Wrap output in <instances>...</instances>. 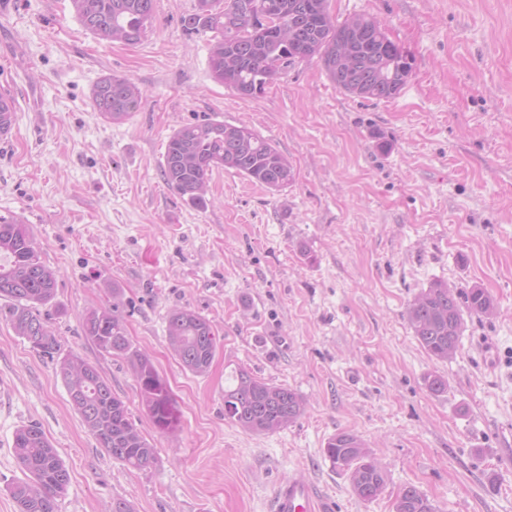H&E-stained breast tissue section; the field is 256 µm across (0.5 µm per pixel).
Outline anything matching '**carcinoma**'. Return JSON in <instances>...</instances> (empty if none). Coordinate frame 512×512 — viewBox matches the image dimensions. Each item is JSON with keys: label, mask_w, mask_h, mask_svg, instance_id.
Segmentation results:
<instances>
[{"label": "carcinoma", "mask_w": 512, "mask_h": 512, "mask_svg": "<svg viewBox=\"0 0 512 512\" xmlns=\"http://www.w3.org/2000/svg\"><path fill=\"white\" fill-rule=\"evenodd\" d=\"M82 27L101 41L139 44L156 13V0H70ZM196 0L182 19L184 29L210 34L209 67L213 77L243 97H255L284 75L295 62L318 59L328 78L348 95L362 99H392L400 94L412 65L401 47L375 18L361 14L342 22L333 17L327 0ZM288 22L294 33L284 40L272 18ZM144 92L132 79L106 75L94 85V111L111 124L129 120L141 108ZM15 116L14 99L0 91V137ZM233 169L271 192L294 182L288 157L245 124L207 119L175 130L165 146L160 175L177 194L196 206H206L210 176L215 169ZM57 273L39 258L29 225L15 214H0V321L11 325L34 350L48 356L60 352L58 337L39 307L56 296ZM120 289H112L109 308L90 311L84 319L87 338L101 351L126 359L136 375L141 401L154 427L169 431L179 423L171 390L150 356L134 348L126 321L119 313ZM495 314L491 295L479 286L457 287L436 281L408 303L407 319L420 346L433 359L456 358L464 316L479 319ZM167 341L183 368L203 375L216 355L219 336L212 323L183 306L167 317ZM57 374L73 410L112 459L144 469L156 459V448L132 422L125 402L112 392L98 369L70 353L58 362ZM434 396L448 392V381L433 373L425 379ZM305 411V400L293 389L266 382L248 369L231 371L224 387V418L244 430L273 433L294 423ZM13 448L24 478L8 491L18 512H59V498L70 483V472L57 448L35 424L17 429ZM325 454L347 476L362 501L378 499L387 472L364 440L340 431L326 442ZM393 512H436L428 497L407 485L397 494Z\"/></svg>", "instance_id": "carcinoma-1"}]
</instances>
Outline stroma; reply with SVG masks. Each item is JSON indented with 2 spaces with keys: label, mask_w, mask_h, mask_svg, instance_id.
Masks as SVG:
<instances>
[{
  "label": "stroma",
  "mask_w": 512,
  "mask_h": 512,
  "mask_svg": "<svg viewBox=\"0 0 512 512\" xmlns=\"http://www.w3.org/2000/svg\"><path fill=\"white\" fill-rule=\"evenodd\" d=\"M195 0H157L141 43L99 41L69 0L0 10V87L15 100L0 139V213L29 224L58 270L43 309L61 344L95 365L157 450L136 470L113 460L73 411L56 361L0 321V512L23 476L13 439L39 426L70 471L60 512H272V491L306 469L332 512H393L416 486L439 512H512V0H329L337 20L368 14L412 63L395 98L347 95L318 60L295 63L263 94L216 82L208 38L187 34ZM144 91L110 124L91 90L106 75ZM244 123L288 156L294 183L268 193L213 171L197 207L162 180L171 133L204 118ZM386 150H379V143ZM436 281L476 285L491 319L466 318L456 358H430L408 302ZM120 297L131 343L148 353L179 412L162 433L129 363L83 332ZM188 306L221 345L207 374L167 348L169 312ZM239 364L296 390L305 413L269 434L224 417V368ZM448 382L429 394L427 374ZM360 436L388 471L357 498L324 455Z\"/></svg>",
  "instance_id": "35a3bbf8"
}]
</instances>
